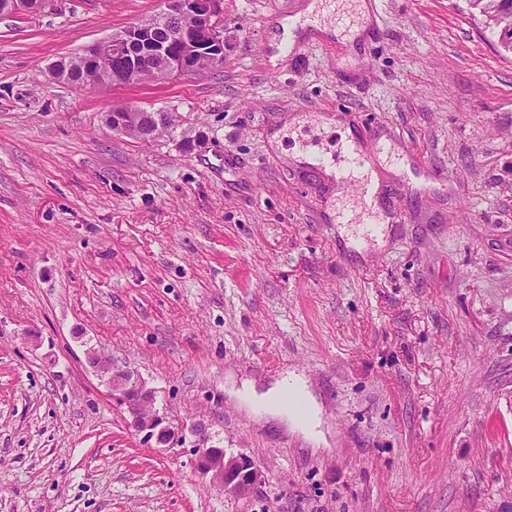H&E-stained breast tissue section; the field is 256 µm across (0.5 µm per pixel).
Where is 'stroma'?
<instances>
[{
    "mask_svg": "<svg viewBox=\"0 0 512 512\" xmlns=\"http://www.w3.org/2000/svg\"><path fill=\"white\" fill-rule=\"evenodd\" d=\"M297 0H224L223 65L84 89L63 56L164 0H53L0 17V512H512V52L466 0H378L380 36L304 38ZM179 121L151 143L105 118ZM384 122L426 165L391 180L404 223L358 253L324 223L301 142ZM157 392L165 453L87 365ZM304 374L313 446L235 394ZM261 477L225 493L192 425Z\"/></svg>",
    "mask_w": 512,
    "mask_h": 512,
    "instance_id": "1",
    "label": "stroma"
}]
</instances>
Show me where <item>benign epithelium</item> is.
Listing matches in <instances>:
<instances>
[{
	"instance_id": "7a95c632",
	"label": "benign epithelium",
	"mask_w": 512,
	"mask_h": 512,
	"mask_svg": "<svg viewBox=\"0 0 512 512\" xmlns=\"http://www.w3.org/2000/svg\"><path fill=\"white\" fill-rule=\"evenodd\" d=\"M48 6L47 0H6L0 13L35 14ZM166 14H179L192 21V26L172 30L167 42L155 38V30L144 26H131L110 38L86 46L80 56L91 62L103 82L112 85H132L141 81L143 68L163 81L198 71V58L209 57L218 64L224 59L227 42L222 24L224 0H165ZM123 52L126 68L115 73L111 70L112 51ZM88 363L98 372L110 394L128 404L132 424L149 440H155L157 450L164 452L180 441L181 436L163 425L155 409L156 391L135 377L134 373L115 366L112 358L90 348L86 352ZM196 437L197 469L209 483L226 492L247 494L258 478L253 461L245 456H228L224 449L208 444L204 429H193Z\"/></svg>"
}]
</instances>
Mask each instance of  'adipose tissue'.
Segmentation results:
<instances>
[{
  "label": "adipose tissue",
  "instance_id": "obj_1",
  "mask_svg": "<svg viewBox=\"0 0 512 512\" xmlns=\"http://www.w3.org/2000/svg\"><path fill=\"white\" fill-rule=\"evenodd\" d=\"M287 392L293 393L304 403L308 410L306 418L297 417L282 405L281 398ZM238 397L246 407L261 409L266 416L280 420L290 432L300 434L316 444L324 442L322 407L312 394L304 375L288 372L263 391L257 390L253 382L246 381Z\"/></svg>",
  "mask_w": 512,
  "mask_h": 512
}]
</instances>
